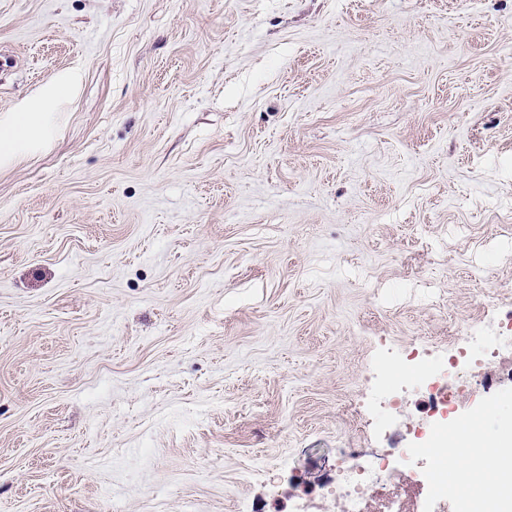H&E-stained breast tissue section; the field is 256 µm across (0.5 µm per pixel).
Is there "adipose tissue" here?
<instances>
[{
    "mask_svg": "<svg viewBox=\"0 0 512 512\" xmlns=\"http://www.w3.org/2000/svg\"><path fill=\"white\" fill-rule=\"evenodd\" d=\"M78 83V73H66L39 98L26 101L17 111L0 117V163L11 160L32 144L48 139L53 103L61 91L74 90Z\"/></svg>",
    "mask_w": 512,
    "mask_h": 512,
    "instance_id": "ef3b65f1",
    "label": "adipose tissue"
}]
</instances>
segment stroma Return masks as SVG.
<instances>
[{
    "mask_svg": "<svg viewBox=\"0 0 512 512\" xmlns=\"http://www.w3.org/2000/svg\"><path fill=\"white\" fill-rule=\"evenodd\" d=\"M0 512H340L497 358L512 435V0H0ZM432 461L368 512H420ZM78 83L77 72L66 73L39 98L24 102L16 112L0 118V163L8 162L32 144L48 139L53 114L49 111L53 103L61 91L74 90ZM455 360L456 359H451L448 363V367H454ZM448 367L442 372L448 371ZM442 372L434 377L412 373L409 378L420 390L428 393L432 409H437L439 417L447 420L448 409L453 407L456 403V397L453 396L452 392L448 391V385L444 376H442ZM389 459L377 458L370 470L355 473L351 487L346 492V512H365L364 503L369 498L370 487L385 479L390 470Z\"/></svg>",
    "mask_w": 512,
    "mask_h": 512,
    "instance_id": "1",
    "label": "stroma"
}]
</instances>
